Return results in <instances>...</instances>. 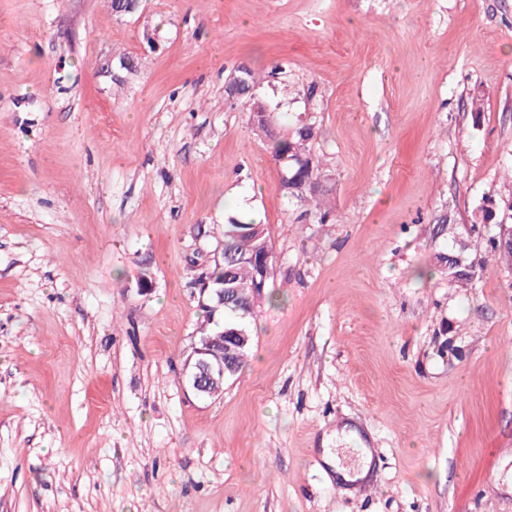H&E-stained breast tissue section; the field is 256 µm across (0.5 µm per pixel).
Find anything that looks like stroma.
Listing matches in <instances>:
<instances>
[{"label":"stroma","mask_w":512,"mask_h":512,"mask_svg":"<svg viewBox=\"0 0 512 512\" xmlns=\"http://www.w3.org/2000/svg\"><path fill=\"white\" fill-rule=\"evenodd\" d=\"M305 120L325 221L278 190ZM238 213L274 260L202 400L194 282ZM503 224L512 0H0V512H512V266L435 265ZM347 425L353 494L322 459ZM435 259L439 266L448 269V278L451 282L462 287L472 285L476 278V271L473 270L472 262L467 263L460 255L454 253H438Z\"/></svg>","instance_id":"35a3bbf8"}]
</instances>
